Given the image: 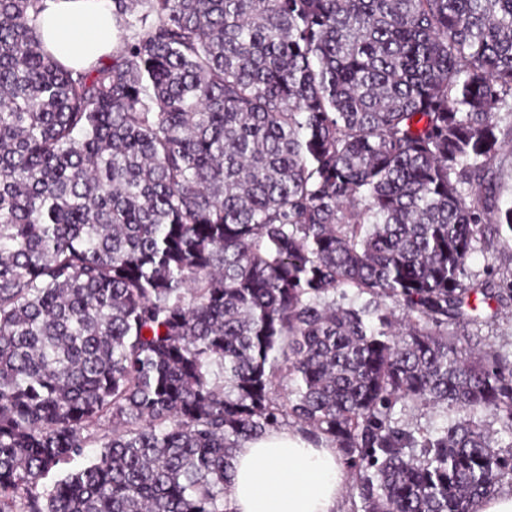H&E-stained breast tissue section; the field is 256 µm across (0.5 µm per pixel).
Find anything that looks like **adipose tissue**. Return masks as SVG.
Wrapping results in <instances>:
<instances>
[{
	"instance_id": "adipose-tissue-1",
	"label": "adipose tissue",
	"mask_w": 512,
	"mask_h": 512,
	"mask_svg": "<svg viewBox=\"0 0 512 512\" xmlns=\"http://www.w3.org/2000/svg\"><path fill=\"white\" fill-rule=\"evenodd\" d=\"M42 40L66 66L83 70L116 43L112 0H43ZM224 503L229 512H344L348 473L329 441L293 428L268 431L236 449Z\"/></svg>"
}]
</instances>
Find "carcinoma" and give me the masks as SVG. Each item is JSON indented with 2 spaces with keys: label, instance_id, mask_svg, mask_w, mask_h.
Listing matches in <instances>:
<instances>
[{
  "label": "carcinoma",
  "instance_id": "obj_1",
  "mask_svg": "<svg viewBox=\"0 0 512 512\" xmlns=\"http://www.w3.org/2000/svg\"><path fill=\"white\" fill-rule=\"evenodd\" d=\"M40 2L0 0V512H227L290 418L354 512H475L512 474V352L456 332L512 233V0H112L82 72ZM493 183L499 198V204L504 210L512 206V154L501 152L492 165ZM491 267V275H487V266ZM468 272L479 280H488L491 287L498 289L503 281L512 280V240L509 239L497 251H483L477 248L467 260ZM401 405L398 404L396 406V411L399 413V417L402 420L409 422L413 427L421 428L423 430H431L438 422L441 421V418L444 414V409L442 407H426V406H413L409 405L402 409L401 413Z\"/></svg>",
  "mask_w": 512,
  "mask_h": 512
}]
</instances>
